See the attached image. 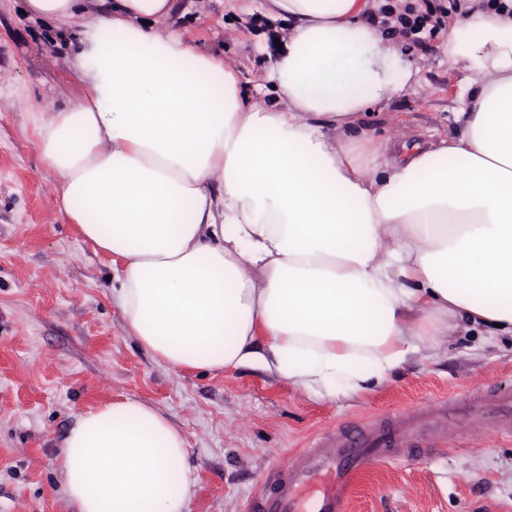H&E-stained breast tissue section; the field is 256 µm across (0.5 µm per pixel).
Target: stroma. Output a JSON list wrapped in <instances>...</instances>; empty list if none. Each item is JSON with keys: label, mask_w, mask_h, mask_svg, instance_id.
I'll return each mask as SVG.
<instances>
[{"label": "stroma", "mask_w": 512, "mask_h": 512, "mask_svg": "<svg viewBox=\"0 0 512 512\" xmlns=\"http://www.w3.org/2000/svg\"><path fill=\"white\" fill-rule=\"evenodd\" d=\"M238 0H176L169 21L201 50L223 54L244 79L268 63L275 33ZM0 0V512H76L57 458L80 415L140 400L184 434L195 494L188 512H247L274 463L330 427L401 415L478 387L512 393V337L449 328L385 381L323 400L257 368L174 370L129 332L112 300L109 258L56 208L27 110L75 98L74 38ZM401 39L420 65L414 89L369 120L382 139L430 130L455 135L461 75L441 49ZM348 512H512V438L450 430L442 447L374 466Z\"/></svg>", "instance_id": "obj_1"}]
</instances>
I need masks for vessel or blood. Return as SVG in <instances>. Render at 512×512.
<instances>
[{
	"mask_svg": "<svg viewBox=\"0 0 512 512\" xmlns=\"http://www.w3.org/2000/svg\"><path fill=\"white\" fill-rule=\"evenodd\" d=\"M462 404L491 428L512 436V396L494 393L440 401L402 424L370 418L355 432L335 427L269 473L252 496L249 512H346L360 474L380 462L412 457L413 440L429 447L440 443L449 411Z\"/></svg>",
	"mask_w": 512,
	"mask_h": 512,
	"instance_id": "b4317fda",
	"label": "vessel or blood"
}]
</instances>
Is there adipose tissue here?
Listing matches in <instances>:
<instances>
[{
    "label": "adipose tissue",
    "mask_w": 512,
    "mask_h": 512,
    "mask_svg": "<svg viewBox=\"0 0 512 512\" xmlns=\"http://www.w3.org/2000/svg\"><path fill=\"white\" fill-rule=\"evenodd\" d=\"M451 26L460 132L389 153L374 108L418 64L369 0H263L286 39L243 89L166 32L174 0H23L73 29L79 95L29 113L58 211L110 256L112 299L175 370L257 363L325 399L361 394L448 330L512 336V0ZM78 512H186L185 438L125 399L58 459Z\"/></svg>",
    "instance_id": "ef3b65f1"
}]
</instances>
